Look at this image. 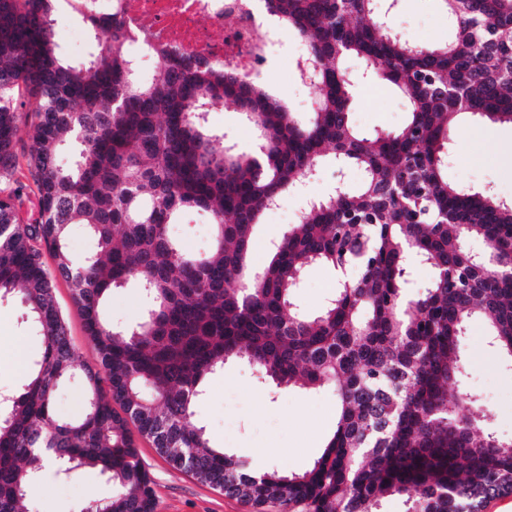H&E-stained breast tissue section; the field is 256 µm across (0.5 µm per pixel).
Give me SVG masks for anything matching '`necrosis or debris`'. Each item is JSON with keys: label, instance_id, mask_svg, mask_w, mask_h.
Masks as SVG:
<instances>
[{"label": "necrosis or debris", "instance_id": "4bbe7bcc", "mask_svg": "<svg viewBox=\"0 0 512 512\" xmlns=\"http://www.w3.org/2000/svg\"><path fill=\"white\" fill-rule=\"evenodd\" d=\"M119 12L132 38L152 35L168 49L210 67L257 72L280 43L283 22L265 17L263 0H96Z\"/></svg>", "mask_w": 512, "mask_h": 512}]
</instances>
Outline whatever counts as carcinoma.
<instances>
[{
	"label": "carcinoma",
	"instance_id": "obj_1",
	"mask_svg": "<svg viewBox=\"0 0 512 512\" xmlns=\"http://www.w3.org/2000/svg\"><path fill=\"white\" fill-rule=\"evenodd\" d=\"M58 2L0 0V165L14 155L27 96L41 203V221L24 224L0 196V295L21 296L43 345L23 389L0 395V512H26L48 463L107 475L112 495L96 499L99 512H154L139 436L255 512H378L391 496L406 512H482L512 495V440L485 431L489 413L471 394L449 391L467 369L461 341L472 320H485L490 344L512 357V203L447 175L461 116L512 123V0H439L456 29L443 46L399 37L379 0H264L308 45L318 106L307 122L239 72L150 41L160 76L143 80L119 13L92 14L86 0L68 2L108 38L72 65L54 39ZM352 56L407 101L402 128L353 126ZM226 101L256 131L248 152L216 147L208 114ZM70 140L80 150L63 167L58 151ZM326 161L359 167L361 183L313 199L254 265L263 214ZM193 207L213 225L204 255L167 232ZM72 224L87 227L96 253L72 254ZM469 237L482 240L481 255L467 250ZM43 247L58 276L81 275L72 295L93 365L74 355ZM413 259L434 276L411 296ZM314 264L361 276L309 316L295 290ZM130 281L151 307L117 329L105 301ZM232 358L278 389L335 388L336 429L310 467L258 475L194 424L202 380ZM70 379L83 386L84 409L60 420L55 396Z\"/></svg>",
	"mask_w": 512,
	"mask_h": 512
}]
</instances>
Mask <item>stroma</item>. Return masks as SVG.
Listing matches in <instances>:
<instances>
[{"mask_svg": "<svg viewBox=\"0 0 512 512\" xmlns=\"http://www.w3.org/2000/svg\"><path fill=\"white\" fill-rule=\"evenodd\" d=\"M392 21L400 36L426 44L443 45L453 35L438 0H398ZM52 27L61 52L74 65L90 60L106 39L65 4L54 11ZM300 50L297 38L286 37L262 66L260 81L306 119L312 115L317 97L312 86L293 77V60ZM407 112L406 100L387 85L367 82L354 91L351 118L360 132L399 129ZM30 146L29 129H21L12 164L0 178V191L13 194L21 219L34 224L40 220V206L28 163ZM362 177L355 166L341 171L330 162L317 166L306 180L305 193L284 195L278 208L264 215L255 232L254 261H265L270 242L287 232L303 213L306 196L325 195L339 182L356 187ZM448 180L512 202V124L463 116L448 158ZM168 233L189 251L205 253L211 246V218L203 210L185 209L178 222L169 225ZM332 284L330 269L311 266L297 290V304L305 312L315 313ZM52 285L78 361L94 363L67 282L54 275ZM147 304L139 288L128 283L112 290L105 311L113 326L123 328L138 322ZM464 350L468 363L466 389L489 409V431L512 439V359L489 344L486 324L480 319L471 322ZM41 351L40 339L29 329L24 303L15 295L0 296V394H12L23 387L29 376L28 365ZM203 387L205 394L196 410L195 424L204 427L212 446L246 458L259 472L297 471L310 466L336 428V391L330 386L275 393L262 383L253 365L234 359L223 370L206 377ZM139 448L154 482L155 512H252L249 506L171 467L149 440H140ZM111 493V483L97 470L85 468L66 475L49 467L29 491L26 506L28 512H82L89 498H104Z\"/></svg>", "mask_w": 512, "mask_h": 512, "instance_id": "obj_1", "label": "stroma"}]
</instances>
